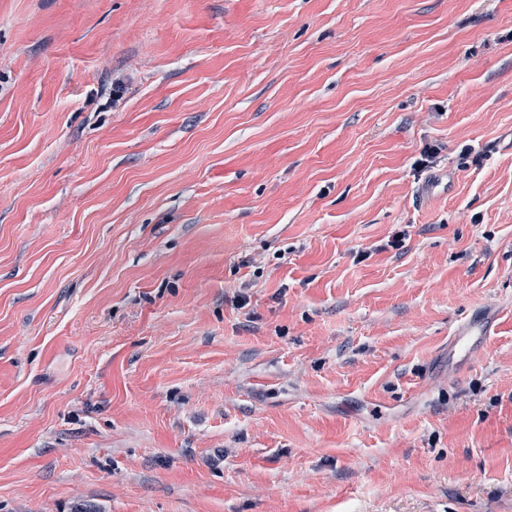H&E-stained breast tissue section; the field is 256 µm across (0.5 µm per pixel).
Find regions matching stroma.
I'll return each mask as SVG.
<instances>
[{
    "label": "stroma",
    "mask_w": 512,
    "mask_h": 512,
    "mask_svg": "<svg viewBox=\"0 0 512 512\" xmlns=\"http://www.w3.org/2000/svg\"><path fill=\"white\" fill-rule=\"evenodd\" d=\"M82 503L512 512V0H0V512Z\"/></svg>",
    "instance_id": "1"
}]
</instances>
